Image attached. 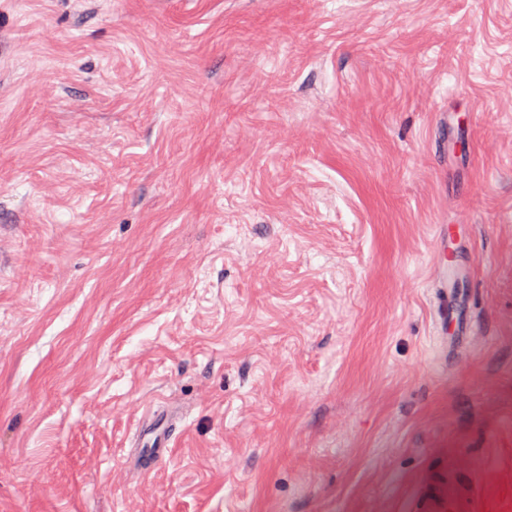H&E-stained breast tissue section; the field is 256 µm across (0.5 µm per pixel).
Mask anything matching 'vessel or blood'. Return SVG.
Wrapping results in <instances>:
<instances>
[{"label":"vessel or blood","instance_id":"1","mask_svg":"<svg viewBox=\"0 0 512 512\" xmlns=\"http://www.w3.org/2000/svg\"><path fill=\"white\" fill-rule=\"evenodd\" d=\"M432 282L440 295H447L448 262L443 240H436ZM471 299L457 297L452 304L439 309L437 314L438 342L442 350H473L482 331L472 315ZM158 409H147L141 419L144 433L149 434V445L135 457L137 469L150 473L171 453L170 440L153 424ZM497 470L478 469L464 456L456 457L437 468L427 470L416 482L406 500L405 512H479V488L496 481Z\"/></svg>","mask_w":512,"mask_h":512}]
</instances>
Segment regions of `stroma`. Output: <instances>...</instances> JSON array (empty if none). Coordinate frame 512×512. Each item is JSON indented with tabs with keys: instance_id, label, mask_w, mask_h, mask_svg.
<instances>
[{
	"instance_id": "stroma-1",
	"label": "stroma",
	"mask_w": 512,
	"mask_h": 512,
	"mask_svg": "<svg viewBox=\"0 0 512 512\" xmlns=\"http://www.w3.org/2000/svg\"><path fill=\"white\" fill-rule=\"evenodd\" d=\"M461 453L512 512V0H0V512H403ZM447 251L444 241L441 235L437 236L434 245V262H433V273L432 282L438 288L440 295L448 297V292H451V288H448V262H447ZM456 298L452 304H444L437 314L438 342L445 354L448 350L465 349L471 352L480 337L482 327L473 315L472 298L468 294L464 299L463 290H456ZM448 324L454 327L456 335L448 334ZM158 409L151 407L142 416V430L146 435H152L149 439V448H141L135 457V466L142 474L150 473L159 463L164 461L171 453L170 439L159 431L152 429L157 417Z\"/></svg>"
}]
</instances>
